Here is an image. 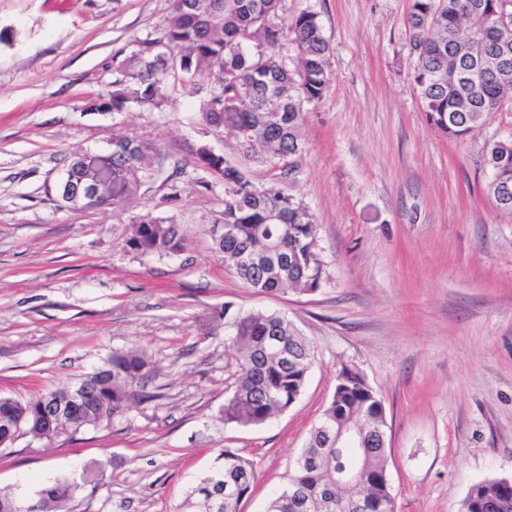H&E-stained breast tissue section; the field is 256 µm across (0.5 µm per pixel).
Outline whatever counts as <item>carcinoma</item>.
Masks as SVG:
<instances>
[{
  "label": "carcinoma",
  "instance_id": "carcinoma-1",
  "mask_svg": "<svg viewBox=\"0 0 512 512\" xmlns=\"http://www.w3.org/2000/svg\"><path fill=\"white\" fill-rule=\"evenodd\" d=\"M410 0L405 20L413 81L427 123L442 135L463 142L500 111L512 112V73L480 76L473 69L512 59V24L487 22L493 13L512 18V0ZM330 44L319 15L304 11L281 14V0H172L166 25L117 68L112 90L99 97L98 111L128 105L161 109L182 89L189 95L209 82L199 105L204 126L231 133L241 142L244 159L260 161L278 179L292 171L304 151L303 106L322 99L330 82ZM160 150L129 135L112 137V170L99 175L87 154L71 160L60 190L100 180L97 206L114 209L141 194L158 173ZM491 170L485 194L497 200V186H512V137L490 147ZM195 167L224 186V209L210 228L214 252L257 294L285 289L307 293L317 287L324 264L317 251L312 215L275 186L257 185L245 168L230 164L207 145L195 152ZM193 180L176 164L165 179L168 202L179 200L182 185ZM185 232L171 217L146 209L131 219L126 246L141 256L163 257L182 251ZM227 366L235 388L225 400L224 422L263 425L290 408L303 392L314 361L313 348L288 318L279 313H241L229 323ZM151 363L137 349L118 353L83 383L92 390L88 408L75 411L73 433L108 423L146 398ZM41 398L0 397V414L9 410L25 418L22 435L50 443L35 412ZM381 399L359 372L343 367L332 400L312 429L283 490L266 512H355L363 499L371 512H394L387 472L388 448L380 447L385 429ZM358 434L363 448L336 447V434ZM254 463L229 450L190 493L193 512H239L241 494L252 488ZM81 489L57 480L41 490L38 512H49ZM512 499V478L473 485L460 512H492L490 505Z\"/></svg>",
  "mask_w": 512,
  "mask_h": 512
}]
</instances>
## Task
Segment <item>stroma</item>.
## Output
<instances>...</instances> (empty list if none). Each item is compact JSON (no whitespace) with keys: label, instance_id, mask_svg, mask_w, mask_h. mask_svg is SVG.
<instances>
[{"label":"stroma","instance_id":"stroma-1","mask_svg":"<svg viewBox=\"0 0 512 512\" xmlns=\"http://www.w3.org/2000/svg\"><path fill=\"white\" fill-rule=\"evenodd\" d=\"M409 4L282 0L285 17L317 12L331 46L332 80L305 105V150L279 181L313 216L324 274L312 293L260 295L211 249L222 187L190 183L170 204L164 181L204 143L254 183L268 166L201 125L200 96L93 106L116 52L163 28L171 0H0V396L65 388L132 348L153 367L147 399L111 422L0 448V492L33 502L68 479L82 488L62 512H179L230 449L255 464L240 512H266L345 365L384 403L395 512H459L473 485L512 477V217L482 191L485 146L512 134V115L462 144L427 124ZM118 133L163 149L146 195L119 213L63 207L73 155L107 151ZM147 208L186 230L180 254L126 246ZM246 310L285 314L314 349L298 401L257 427L221 415L234 389L224 318Z\"/></svg>","mask_w":512,"mask_h":512}]
</instances>
